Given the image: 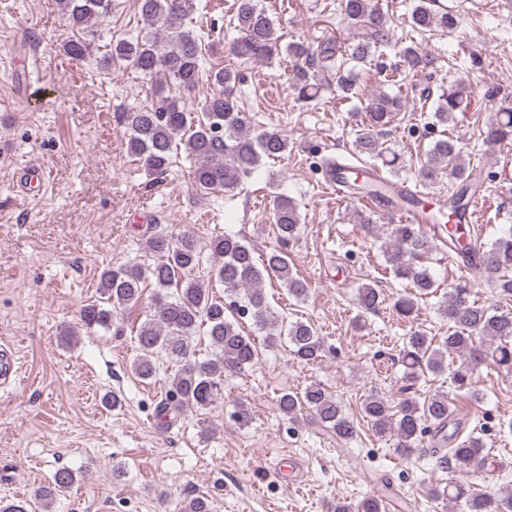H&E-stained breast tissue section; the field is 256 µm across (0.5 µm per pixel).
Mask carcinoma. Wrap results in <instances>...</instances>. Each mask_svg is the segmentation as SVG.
Instances as JSON below:
<instances>
[{"instance_id": "cac0c4a2", "label": "carcinoma", "mask_w": 512, "mask_h": 512, "mask_svg": "<svg viewBox=\"0 0 512 512\" xmlns=\"http://www.w3.org/2000/svg\"><path fill=\"white\" fill-rule=\"evenodd\" d=\"M138 11L152 32L135 39H119L110 44L103 56V66L125 67L151 81L155 101L143 107H132L122 113L128 131L127 151L153 175L165 174L172 165L177 141L195 160L190 172L199 192H231L241 179L256 172L265 159H275L288 152L286 135L276 129L260 130L241 112L235 96L239 72L227 65L210 72L213 89L197 108L190 110L182 98L169 96L166 90L174 86L192 93L203 80L205 55L201 39L185 27V21L195 9L194 0H137ZM435 0H419L410 18L420 31H455L460 17L451 12H437ZM344 16L351 32L349 57H336L330 43H292L286 47L295 59L293 87L298 98L309 102L320 92L319 72L336 69L338 87L345 94L356 89L351 75L344 74L348 62L372 63L377 49L385 43V17L374 8L373 0H343ZM73 38L64 52L74 59L85 56L98 22L112 14V0H61ZM234 28L239 37L232 46L236 58L272 60L281 53L274 23L267 11L255 0H236ZM404 62L413 69H426L433 59L415 46L401 51ZM466 86L455 81L442 90L434 111L437 121L446 125L462 110ZM406 101L400 95L380 93L365 106L366 132L357 136L355 150L360 155L383 159V164L398 176L400 156L384 157L385 150L374 131L390 124ZM489 143L512 142V109H500L488 126ZM446 173L454 183L448 197V211L455 216L465 209L472 193L480 188L479 179L461 161L454 141L438 140L431 148L422 169L423 179L433 182ZM361 183L353 185L359 196L391 194L395 182H375L363 170L353 176ZM448 214V215H450ZM448 215H433L448 244V257L471 263L481 278L498 285L500 295L512 296V232L490 243L480 236L470 235L449 223ZM273 223L277 238L282 242L295 239L300 232V217L294 201L283 195L274 196ZM393 240L384 251L389 271L401 282L416 288L418 295L434 293L436 281L430 270L420 264L424 255L437 249V237L425 233L418 224H396L391 231ZM209 250L215 258L211 271L200 274L202 251ZM143 250L152 263L141 266L122 265L105 269L99 278L98 299L86 304L80 313L83 326L89 330L100 327L119 328L124 314L136 307L148 309L146 319L137 327L138 354L130 363L132 375L145 382L156 377L158 357L165 356L177 366L165 400L159 405L160 422L170 426L195 410L213 408L224 396V375L239 373L251 366L258 352L254 338L245 334L240 320L247 318L265 332L270 344L283 342L293 356L304 362L320 357L322 343L314 325L296 320L288 324L287 333L279 329V320L271 313L262 283L274 277L288 293L301 298L308 292L305 280L294 276L286 253L272 249L258 259L253 248L236 235L221 234L203 246L194 235H169L149 227L144 233ZM224 287V297L215 295L216 286ZM357 301L366 312L375 311L380 293L370 285L358 289ZM416 301L398 297L393 309L398 317L409 318L415 312ZM448 335L440 340L427 331L416 329L406 337L399 350L398 363L404 368L402 398L396 403L372 393L363 402V418L380 438L396 440V448L406 451L415 447L427 433L441 436L448 451L432 449L438 455V465L453 459L458 466H480L483 443L473 433L466 432V423L454 409L449 393L437 391L421 399L409 396L416 381L426 374L449 371L455 394L479 398L475 364L490 360L512 367V311L494 304H480L471 298V291L457 286L448 291L444 309ZM205 333L211 354L198 353L195 338ZM450 354L469 357L470 361L446 366ZM279 416L296 423L310 414L324 430L342 441L357 435L354 421L346 413L337 395L314 382L303 391L282 393L276 400ZM230 418L241 428L252 422V410L243 403L234 404ZM77 481L69 468L55 471L49 485L43 487L36 500L0 501V512H49L53 501L68 491ZM436 497L448 500L460 512H512V487L479 492L460 482H450L436 491ZM335 512H383L382 500L367 496L358 503L338 504Z\"/></svg>"}]
</instances>
